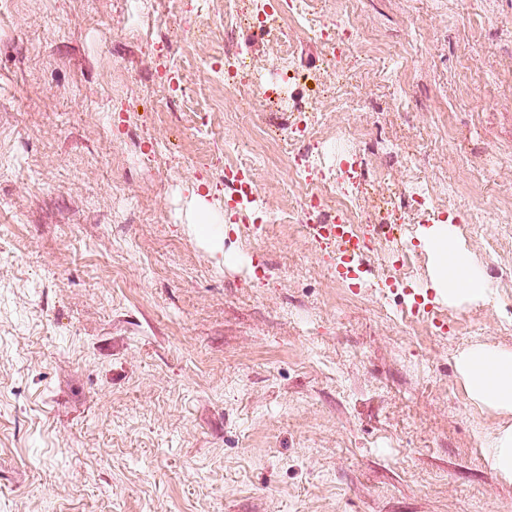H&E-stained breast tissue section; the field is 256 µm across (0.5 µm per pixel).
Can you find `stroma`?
<instances>
[{
  "instance_id": "obj_1",
  "label": "stroma",
  "mask_w": 512,
  "mask_h": 512,
  "mask_svg": "<svg viewBox=\"0 0 512 512\" xmlns=\"http://www.w3.org/2000/svg\"><path fill=\"white\" fill-rule=\"evenodd\" d=\"M246 63L307 102L370 98L351 115L381 180L360 204L378 240L359 283L337 280L291 224L251 232L229 207L225 157L252 161L268 208H295L286 157L237 112L220 72L224 20L195 0H8L0 8V512H512L485 442L512 412L474 403L467 347L512 352V0H321L363 36L330 83L296 32L290 65L248 39ZM168 46L209 135L165 106L147 42ZM490 180L471 168L487 155ZM469 210L460 239L493 286L436 299L409 172ZM233 209L224 266L193 226ZM432 302L412 314L416 296Z\"/></svg>"
}]
</instances>
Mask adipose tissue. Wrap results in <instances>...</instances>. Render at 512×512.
I'll return each mask as SVG.
<instances>
[{"instance_id": "obj_1", "label": "adipose tissue", "mask_w": 512, "mask_h": 512, "mask_svg": "<svg viewBox=\"0 0 512 512\" xmlns=\"http://www.w3.org/2000/svg\"><path fill=\"white\" fill-rule=\"evenodd\" d=\"M420 242L431 258V287L437 299L485 300L491 285L461 247L455 224L440 221L425 228ZM458 369L470 396L493 409L512 410V353L478 344L458 357Z\"/></svg>"}]
</instances>
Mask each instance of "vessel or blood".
I'll use <instances>...</instances> for the list:
<instances>
[{
    "instance_id": "b4317fda",
    "label": "vessel or blood",
    "mask_w": 512,
    "mask_h": 512,
    "mask_svg": "<svg viewBox=\"0 0 512 512\" xmlns=\"http://www.w3.org/2000/svg\"><path fill=\"white\" fill-rule=\"evenodd\" d=\"M312 230L320 245L331 249L334 255L331 269L336 277L344 281L359 278L370 236L358 235L353 226L342 224H316Z\"/></svg>"
}]
</instances>
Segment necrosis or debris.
<instances>
[{
    "mask_svg": "<svg viewBox=\"0 0 512 512\" xmlns=\"http://www.w3.org/2000/svg\"><path fill=\"white\" fill-rule=\"evenodd\" d=\"M255 9L259 19L255 26L258 36L275 42L283 59L293 54L287 28L271 29L266 17L277 11L291 22L304 24L321 45L331 65H339L348 57L350 48L360 37L361 28L353 15L327 16L316 12L314 0H257ZM252 92L258 106L276 104L278 111L296 112L297 124L290 126L281 139L288 154V172L292 179L318 174L317 185L307 188L301 195L295 222L299 226L309 224H350L360 226L364 217L359 209V189L355 179L358 169L364 168V156H356L352 163L341 170L323 169L320 152L303 146V139H311L317 133L315 116L318 108L303 102L286 80H274L266 74L256 78ZM224 186L231 202L247 201L263 210L264 221L278 222L276 213L266 211L262 189L254 179L250 162L236 159L224 166Z\"/></svg>",
    "mask_w": 512,
    "mask_h": 512,
    "instance_id": "1",
    "label": "necrosis or debris"
}]
</instances>
